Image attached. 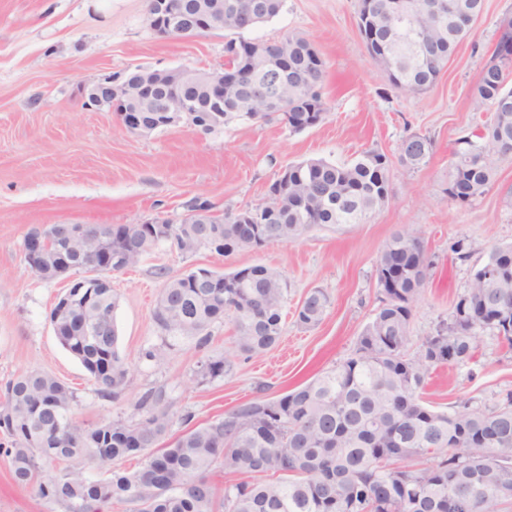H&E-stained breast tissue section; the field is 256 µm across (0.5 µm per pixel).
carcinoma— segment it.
Returning <instances> with one entry per match:
<instances>
[{
  "label": "carcinoma",
  "instance_id": "carcinoma-1",
  "mask_svg": "<svg viewBox=\"0 0 512 512\" xmlns=\"http://www.w3.org/2000/svg\"><path fill=\"white\" fill-rule=\"evenodd\" d=\"M283 0H224V30L243 31L275 17ZM185 36L195 31L201 0H181ZM481 14L483 0H360L358 27L369 55L403 91L420 94L437 81L448 58L471 35L452 17L460 10ZM250 42L229 40L224 76L237 75L224 89V124L267 120L261 93L286 100L280 113L289 128L311 126L308 109L326 111L318 85L324 62L314 44L300 35L265 41L280 67L257 59L241 65ZM500 63L481 72L473 98L493 112L492 122L466 138L448 173V195L467 204L484 194L501 156L512 152V33L498 37L493 54ZM181 94L201 112L212 106L207 86L192 82ZM168 89H154L141 108L143 122L158 121ZM432 141L411 134L400 146L402 162L417 167ZM390 161L367 151L356 161L336 165L311 159L288 166V187L269 186V201L252 207L255 239L245 240L237 217L224 211L220 222L212 205L189 206L191 224H51L28 237L42 236L50 253L74 271L85 254H110L135 266L153 247L177 238L182 252L218 243L215 253L295 242L317 225L361 224L388 200ZM424 231L406 225L382 249L375 267L381 305L364 326L353 357L276 400L243 404L222 418L189 428L166 446L158 443L171 425L160 406L163 394L147 393L138 421L115 420L105 429L85 428L71 416L75 394L51 374L38 370L9 379L0 391V433L8 446L12 480L35 486L37 495L62 512H106L112 503L134 512H495L512 507V392L492 407L467 405L452 411L431 408L423 394L431 369L466 363L475 356L477 332L490 329L512 346V244L492 251L478 267L467 291L453 304L449 323L408 354L415 303L433 264L423 247ZM287 280L284 272L261 264L216 272L198 268L169 281L154 310V321L173 338L206 342L204 332L225 317L246 357H259L284 331ZM330 304L328 293L313 288L297 308L296 323L318 325ZM117 295L79 302L57 330V339L77 358L101 390L122 391L128 366L117 349ZM100 317L109 333L85 341L80 322ZM226 374V362L208 358L198 376L206 381ZM431 456V463L421 460ZM84 456L101 463L140 457L133 471L114 470L88 480L55 463ZM224 470V494L209 473Z\"/></svg>",
  "mask_w": 512,
  "mask_h": 512
}]
</instances>
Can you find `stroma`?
<instances>
[{
    "instance_id": "stroma-1",
    "label": "stroma",
    "mask_w": 512,
    "mask_h": 512,
    "mask_svg": "<svg viewBox=\"0 0 512 512\" xmlns=\"http://www.w3.org/2000/svg\"><path fill=\"white\" fill-rule=\"evenodd\" d=\"M149 0H0V387L40 370L76 395L74 418L87 427L142 415L138 400L163 391L168 437L238 406L276 398L353 356L380 304L377 259L404 225L425 231L433 276L417 300L409 353L448 322L457 297L490 252L512 243V153L501 158L486 192L462 205L448 195V171L462 138L490 117L472 90L490 58L512 0H484L471 36L450 57L433 87L394 88L369 57L358 29V0H284L273 19L241 31L244 40L303 35L326 63L327 112L295 132L278 121L236 120L207 132L180 124L135 136L116 113L87 108L82 89L136 67L224 69L230 35L167 38L147 19ZM431 139L417 167L400 160L409 135ZM368 150L391 165L389 199L365 223L312 228L299 240L224 257L208 249L183 254L161 244L127 270L113 273L118 296V350L128 364L123 391L102 394L81 363L59 343L48 316L68 279L44 280L24 260L29 232L50 224H133L163 215L180 221L197 198L215 212L262 205L277 174L292 163H349ZM255 264L280 268L287 281L284 333L268 353L242 355L228 320L209 341L165 336L153 321L170 279L196 268L220 272ZM313 288L331 304L322 322L303 328L295 311ZM155 359H148V352ZM208 358L229 371L208 382L196 372ZM512 391V346L496 332L477 335L473 360L433 369L424 397L450 411L463 402L491 406ZM0 512H60L29 487L13 483L0 455Z\"/></svg>"
}]
</instances>
